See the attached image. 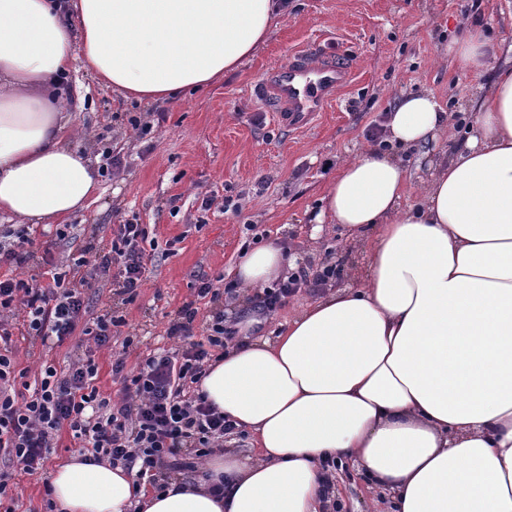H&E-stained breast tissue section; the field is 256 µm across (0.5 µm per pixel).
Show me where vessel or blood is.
Instances as JSON below:
<instances>
[{
    "label": "vessel or blood",
    "mask_w": 512,
    "mask_h": 512,
    "mask_svg": "<svg viewBox=\"0 0 512 512\" xmlns=\"http://www.w3.org/2000/svg\"><path fill=\"white\" fill-rule=\"evenodd\" d=\"M350 77L351 69L346 64L303 49L293 53L286 63L265 72L254 83L250 95L274 112L278 122L302 129L314 121Z\"/></svg>",
    "instance_id": "vessel-or-blood-1"
}]
</instances>
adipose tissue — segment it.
<instances>
[{"mask_svg":"<svg viewBox=\"0 0 512 512\" xmlns=\"http://www.w3.org/2000/svg\"><path fill=\"white\" fill-rule=\"evenodd\" d=\"M280 0H0V215L44 224L86 208L90 157L65 141L83 97L61 88L80 61L129 101L152 103L236 71L284 19ZM456 66L480 75L464 130L430 92L403 95L385 148L344 160L321 218L370 231L355 284L305 305L269 342L242 341L201 382L249 431L256 458L227 450L201 483L163 492L73 456L52 473L58 512H322L326 460L352 461L394 494L396 512H512V55L470 29ZM465 139L406 203L400 152ZM274 241L240 257L247 288L286 277Z\"/></svg>","mask_w":512,"mask_h":512,"instance_id":"ef3b65f1","label":"adipose tissue"}]
</instances>
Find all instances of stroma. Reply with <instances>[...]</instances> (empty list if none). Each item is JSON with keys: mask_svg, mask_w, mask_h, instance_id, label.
<instances>
[{"mask_svg": "<svg viewBox=\"0 0 512 512\" xmlns=\"http://www.w3.org/2000/svg\"><path fill=\"white\" fill-rule=\"evenodd\" d=\"M461 6L462 0H287L284 24L236 72L172 102L127 101L78 71L87 105L70 145L98 167L100 197L69 217L68 236L53 241L51 261L69 264L93 234L111 235L113 225L128 220L158 243L146 284L123 308L139 338L128 369L170 348L166 331L183 303L195 301V328L203 330L213 305L196 299L199 280L229 277L240 248L254 239H279L301 266L337 264L336 285L352 283L367 244L338 228L314 238L324 189L343 159L369 146L368 129L382 124L402 93L426 90L445 111H471L478 79L453 62L465 37L456 23ZM467 24L512 46V0H476ZM312 47L340 54L353 76L310 127L294 130L254 105L249 89L271 65ZM145 122L152 126L147 134L140 129ZM115 155L116 169L109 163ZM206 197L214 200L207 212ZM228 197L234 208H225ZM168 243L175 249L169 256L162 250ZM79 344L98 365V389L120 400L123 384L112 375L117 344L96 346L75 329L54 350L56 366H67ZM375 495L354 468H337L336 512L368 506Z\"/></svg>", "mask_w": 512, "mask_h": 512, "instance_id": "stroma-1", "label": "stroma"}]
</instances>
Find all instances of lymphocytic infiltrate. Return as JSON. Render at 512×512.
<instances>
[{
    "label": "lymphocytic infiltrate",
    "mask_w": 512,
    "mask_h": 512,
    "mask_svg": "<svg viewBox=\"0 0 512 512\" xmlns=\"http://www.w3.org/2000/svg\"><path fill=\"white\" fill-rule=\"evenodd\" d=\"M147 239L143 225L128 221L119 225L112 240L87 243L49 281L36 274L27 280L0 279V451L12 464L11 470L0 472V499L6 497L14 473H43L64 429L80 441L89 461L123 467L160 491L170 482L195 478L198 460L223 448L225 436L233 434L234 424L199 389L210 364L222 360L235 339L226 325V307L237 300V290L210 280L201 281L196 290L197 297L210 298L214 305L205 340H196L194 334L197 307L184 303L167 330L179 350L147 358L134 373L125 371L123 352L133 346L135 336L127 330L124 315L109 309L97 316L91 335L102 345L118 339L123 349L112 363L113 375L123 383L120 402L100 393L95 384L98 366L91 358H76L63 371L43 363L33 388H16L27 372L16 367L14 338L47 347L72 335L84 311L78 287L97 273L111 274L113 296L121 304L132 303L146 279ZM339 274L332 263L317 270L297 268L257 294L255 307L259 315L272 316L301 289L316 290ZM18 308L25 316L14 325L10 319Z\"/></svg>",
    "instance_id": "1"
}]
</instances>
